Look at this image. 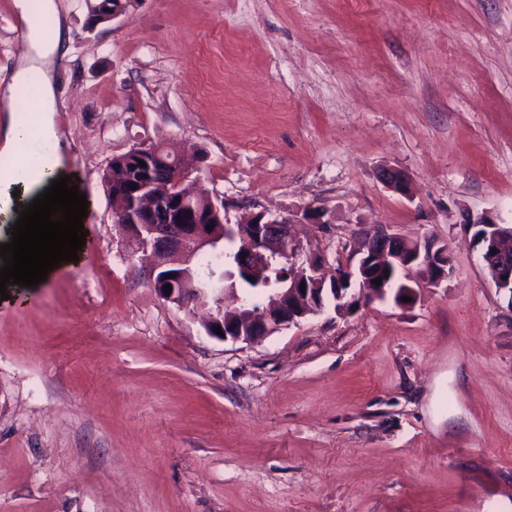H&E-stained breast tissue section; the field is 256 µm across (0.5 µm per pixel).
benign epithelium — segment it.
I'll use <instances>...</instances> for the list:
<instances>
[{
    "label": "benign epithelium",
    "mask_w": 512,
    "mask_h": 512,
    "mask_svg": "<svg viewBox=\"0 0 512 512\" xmlns=\"http://www.w3.org/2000/svg\"><path fill=\"white\" fill-rule=\"evenodd\" d=\"M91 25L111 22L125 14L123 0H86ZM112 223H122V230L131 235L150 257V283L168 304L181 308H202L209 301L216 309L209 312L204 331L219 337L214 328H221L222 340L255 344L284 326L295 324L333 305L338 314L347 313L360 304H371L394 297L398 305L402 297L415 298V289L438 285L448 276L447 248L434 241L390 233L383 228L368 230L359 248L361 257L356 267L331 268L320 254L310 252L295 266L288 284L275 289L274 304L260 310L242 298L228 315L224 309L225 289L219 287L223 277L216 274L208 281L192 286L190 267L195 260L217 246L214 231L200 222L181 221L189 205L180 199L174 207L157 212L147 199L130 192L112 194ZM324 213L303 209L286 216H254L246 223L243 244L238 254L241 267L253 274L268 273L283 256L300 253L303 247L295 242L291 226L303 221L321 222ZM479 247L486 265L493 266L496 288L512 297V226L507 227L486 217L471 218L465 223ZM379 264L401 274L408 285L401 293L374 283ZM171 291H166V285Z\"/></svg>",
    "instance_id": "7a95c632"
}]
</instances>
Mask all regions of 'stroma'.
<instances>
[{"mask_svg":"<svg viewBox=\"0 0 512 512\" xmlns=\"http://www.w3.org/2000/svg\"><path fill=\"white\" fill-rule=\"evenodd\" d=\"M55 3L89 217L77 261L0 302V512H512V299L463 226L512 225V0H138L93 28ZM21 16L0 0V85ZM157 142L203 150L227 223L316 207L294 235L329 266L379 226L446 246L448 276L207 336L112 222L104 170Z\"/></svg>","mask_w":512,"mask_h":512,"instance_id":"1","label":"stroma"}]
</instances>
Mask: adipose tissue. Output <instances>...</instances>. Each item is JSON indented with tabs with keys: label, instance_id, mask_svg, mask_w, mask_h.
I'll list each match as a JSON object with an SVG mask.
<instances>
[{
	"label": "adipose tissue",
	"instance_id": "obj_1",
	"mask_svg": "<svg viewBox=\"0 0 512 512\" xmlns=\"http://www.w3.org/2000/svg\"><path fill=\"white\" fill-rule=\"evenodd\" d=\"M27 38L31 51L18 61L14 80L21 83L30 75H39L41 88L36 104L39 111L49 115L56 109V62L68 52L70 29L65 21H57L52 36L47 38L33 25ZM27 136L26 128L13 123L6 130L4 144L0 145V222L4 224L13 222L25 206L64 174L58 153L59 138L52 120H45L41 130L47 154L30 168L21 169L13 160L12 150Z\"/></svg>",
	"mask_w": 512,
	"mask_h": 512
}]
</instances>
